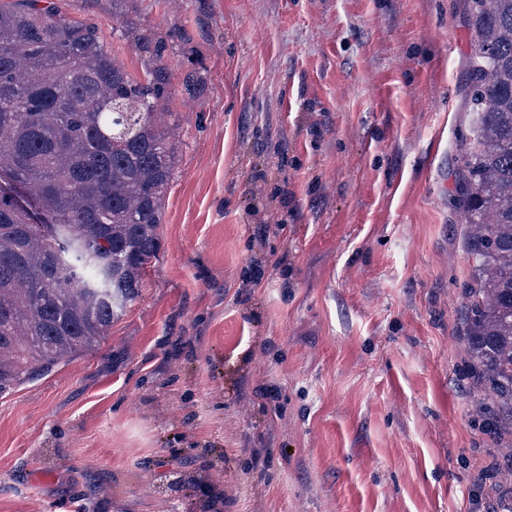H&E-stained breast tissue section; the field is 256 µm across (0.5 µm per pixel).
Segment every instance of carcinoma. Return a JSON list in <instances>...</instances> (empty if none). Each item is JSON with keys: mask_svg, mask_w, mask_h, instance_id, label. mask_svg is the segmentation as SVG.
<instances>
[{"mask_svg": "<svg viewBox=\"0 0 512 512\" xmlns=\"http://www.w3.org/2000/svg\"><path fill=\"white\" fill-rule=\"evenodd\" d=\"M40 2L0 0V393L99 346L141 295L176 163L166 68L132 79L94 27ZM467 3L461 330L512 427V0Z\"/></svg>", "mask_w": 512, "mask_h": 512, "instance_id": "1", "label": "carcinoma"}]
</instances>
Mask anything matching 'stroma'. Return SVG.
I'll return each mask as SVG.
<instances>
[{"mask_svg": "<svg viewBox=\"0 0 512 512\" xmlns=\"http://www.w3.org/2000/svg\"><path fill=\"white\" fill-rule=\"evenodd\" d=\"M177 164L142 295L0 393V512H512L460 337L465 0H50Z\"/></svg>", "mask_w": 512, "mask_h": 512, "instance_id": "35a3bbf8", "label": "stroma"}]
</instances>
